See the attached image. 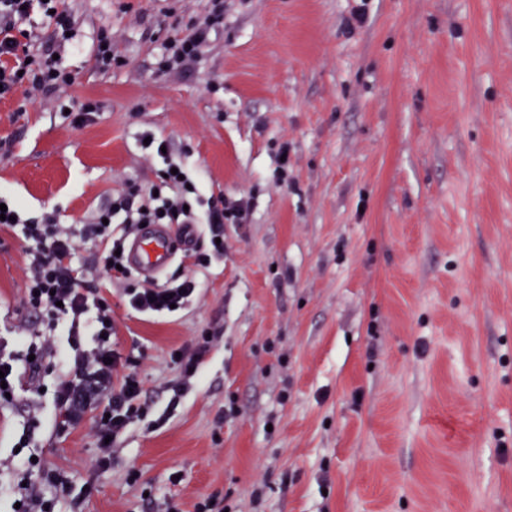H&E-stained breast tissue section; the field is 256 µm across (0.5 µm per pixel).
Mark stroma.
<instances>
[{
	"label": "stroma",
	"instance_id": "obj_1",
	"mask_svg": "<svg viewBox=\"0 0 512 512\" xmlns=\"http://www.w3.org/2000/svg\"><path fill=\"white\" fill-rule=\"evenodd\" d=\"M65 4L69 94L99 112L79 127L55 97L0 100V194L27 218L90 221L157 181L148 132L251 211L225 225L224 255L173 258L165 277L198 289L174 315L130 308L140 274L109 280L79 246L72 263L153 404L96 470L89 428L55 425L61 370L45 359L41 391L0 407V512H14L26 428L42 474L93 487L58 512H512V0H224L188 74L161 71L163 44L209 0ZM105 30L121 62L103 73ZM23 246L21 230L0 233L11 338L40 327L21 302ZM204 341L160 421L172 353ZM106 45V48H102ZM95 66L100 72H107L112 70V65L118 60L112 53V33H102L97 42V47L94 54Z\"/></svg>",
	"mask_w": 512,
	"mask_h": 512
}]
</instances>
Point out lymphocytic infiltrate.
I'll return each mask as SVG.
<instances>
[{
  "label": "lymphocytic infiltrate",
  "instance_id": "obj_1",
  "mask_svg": "<svg viewBox=\"0 0 512 512\" xmlns=\"http://www.w3.org/2000/svg\"><path fill=\"white\" fill-rule=\"evenodd\" d=\"M51 14L56 41L62 42L73 29V22L62 0H0V100L13 96L19 88L57 97L66 94L75 82L73 74L54 59L52 52L26 48L31 34L24 22L34 11ZM224 22V0H213L211 10L196 21L183 37L168 41L163 67L168 71H193L201 50L206 46L211 29ZM167 177L155 185L133 187L113 198L110 206L92 222L73 228L58 224L54 215L24 222L27 242L24 274L27 286L23 301L42 321L43 331L27 346L32 358L21 361L9 351L8 342L0 339V400L8 406H20L24 379L33 377L36 363L54 353V338L63 334L69 346L62 354L64 376L53 392V403L62 421L77 426L92 419V433L102 443L101 456L95 467L106 471L112 467L111 443L119 439L136 416L144 391L137 374L128 371L115 357L112 347L114 325L112 311L98 304V290L71 264L77 242L91 241L100 249L107 273H115L123 264L118 255L121 239L115 238L110 225L117 214L126 223L202 224L212 244L209 252L192 251L194 264L203 265L209 254H223L221 239L228 224L247 221L248 206L244 200L223 204L208 202L204 211L189 208V196L201 193L198 183L187 175L185 167L167 160ZM195 282L185 276L168 282L149 284L128 291L130 306L141 313L164 314L184 310L196 294ZM18 512H54L57 501L69 498L70 482L64 472H57L50 492H42L35 482L16 488Z\"/></svg>",
  "mask_w": 512,
  "mask_h": 512
}]
</instances>
